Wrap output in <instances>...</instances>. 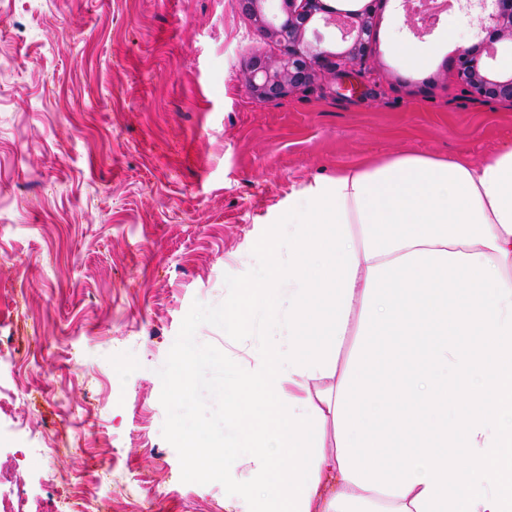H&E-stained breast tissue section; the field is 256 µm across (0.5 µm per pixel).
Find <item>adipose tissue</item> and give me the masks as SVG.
Segmentation results:
<instances>
[{"mask_svg":"<svg viewBox=\"0 0 512 512\" xmlns=\"http://www.w3.org/2000/svg\"><path fill=\"white\" fill-rule=\"evenodd\" d=\"M225 303V512H512V133L479 162L404 151L315 180ZM357 344L340 364L348 337Z\"/></svg>","mask_w":512,"mask_h":512,"instance_id":"ef3b65f1","label":"adipose tissue"}]
</instances>
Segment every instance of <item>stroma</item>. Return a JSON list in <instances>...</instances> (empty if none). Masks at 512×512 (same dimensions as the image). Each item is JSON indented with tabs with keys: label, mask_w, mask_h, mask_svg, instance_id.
<instances>
[{
	"label": "stroma",
	"mask_w": 512,
	"mask_h": 512,
	"mask_svg": "<svg viewBox=\"0 0 512 512\" xmlns=\"http://www.w3.org/2000/svg\"><path fill=\"white\" fill-rule=\"evenodd\" d=\"M377 7L371 80L266 103L242 65L278 45L236 0H0V479L44 512H224L223 458L178 430L224 433L220 315L256 275L252 248L316 177L400 151L477 160L512 104L457 77L448 30ZM437 49L424 71L404 46ZM205 361L182 398L186 343Z\"/></svg>",
	"instance_id": "obj_1"
}]
</instances>
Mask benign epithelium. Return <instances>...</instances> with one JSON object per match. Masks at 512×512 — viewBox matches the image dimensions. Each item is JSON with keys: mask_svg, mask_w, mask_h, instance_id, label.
I'll list each match as a JSON object with an SVG mask.
<instances>
[{"mask_svg": "<svg viewBox=\"0 0 512 512\" xmlns=\"http://www.w3.org/2000/svg\"><path fill=\"white\" fill-rule=\"evenodd\" d=\"M268 0H238L243 14L255 20L260 33L280 46L275 57L252 55L244 65L245 86L259 103L279 99L308 86L321 66L344 83L357 75L375 39L373 17L377 0L356 10L337 9L326 0H281L285 18L276 22L266 13ZM461 10L477 22L478 40L456 59L458 78L480 102H512V73L497 72L494 44H512V0H462ZM322 28H331L346 48L321 47ZM359 70H354V67Z\"/></svg>", "mask_w": 512, "mask_h": 512, "instance_id": "benign-epithelium-1", "label": "benign epithelium"}]
</instances>
